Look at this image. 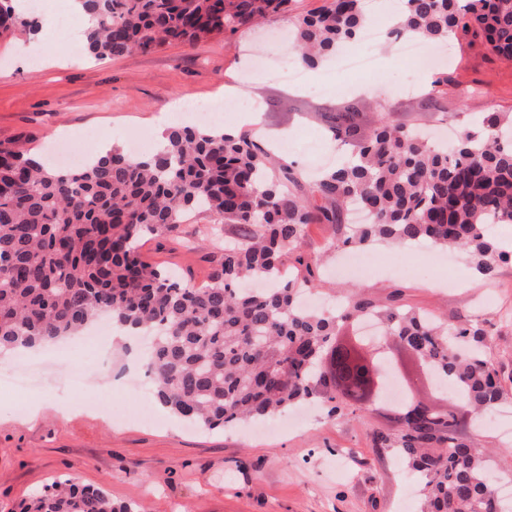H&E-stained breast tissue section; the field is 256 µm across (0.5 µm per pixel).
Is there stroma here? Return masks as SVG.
Listing matches in <instances>:
<instances>
[{
  "instance_id": "35a3bbf8",
  "label": "stroma",
  "mask_w": 512,
  "mask_h": 512,
  "mask_svg": "<svg viewBox=\"0 0 512 512\" xmlns=\"http://www.w3.org/2000/svg\"><path fill=\"white\" fill-rule=\"evenodd\" d=\"M283 24L279 18L246 34L98 60L71 39L83 26L77 16L69 31L57 29L44 39L43 59L27 68L20 64L23 33L0 38V140L24 133L36 153L47 154L65 133L68 150L85 155L103 143H126L132 134L155 139L157 124L180 122L171 110L174 100L227 97L259 105L265 144L294 142L291 157L299 172L312 176L336 163L318 115L324 107L355 100L367 119L385 112L407 128L435 133L487 112L512 111V61L464 34L430 69L401 59L395 43L375 46L376 71L338 95L308 94L273 71H251L254 51L273 61L285 56L276 34ZM409 69L424 86L444 77L445 112L425 111L419 94L404 90L401 79ZM332 236L330 226L313 224L303 244L321 263L313 293L322 305L334 306L345 287L357 284L374 300L395 296L450 323L493 317L488 356L512 388V322L505 320L512 315V264L487 282L466 255H452L438 267L428 260V245L418 243L409 260L425 275L407 278L387 267L394 249L378 242L368 247L376 272L345 277L336 272L342 255L330 249ZM196 241L187 251L149 235L138 247L149 261L199 286L219 255L211 241ZM69 350L61 356L48 345L35 355H0V367L30 375L21 389L0 378V512H21L33 496L64 479L103 489L117 504L138 502L146 512H420L404 462L371 446L372 431L394 426L384 405L337 419L326 404L307 403L238 429L202 430L156 402L141 368L120 345H113L107 363L78 379L72 368L83 352L74 343ZM38 404L42 412L30 419L29 407ZM507 426L512 405L505 404L477 434L492 449L491 465L503 482L512 481V447L501 437Z\"/></svg>"
}]
</instances>
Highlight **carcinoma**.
<instances>
[{
    "instance_id": "cac0c4a2",
    "label": "carcinoma",
    "mask_w": 512,
    "mask_h": 512,
    "mask_svg": "<svg viewBox=\"0 0 512 512\" xmlns=\"http://www.w3.org/2000/svg\"><path fill=\"white\" fill-rule=\"evenodd\" d=\"M0 0V36L35 28ZM369 0H325L290 20L292 46L313 66L356 45ZM96 20L88 51L112 59L237 33L288 11L289 0H81ZM512 58V0H405L388 35L447 43L458 31ZM337 141L355 147L340 166L303 181L248 132L175 126L147 157L114 145L79 171L38 161L20 136L0 141V354L62 341L103 314L115 326L151 331L146 372L158 401L208 430L283 412L319 398L339 418L354 413L367 371L363 344L336 348L340 323L372 315L382 335L419 356L450 389L453 404L494 409L512 399L487 357L486 318L452 328L406 304L379 306L354 290L338 311L303 303L313 270L299 253L311 224L340 227L350 206L367 211L330 247L426 241L466 251L484 278L512 259L495 234L512 225V115L490 112L479 131L448 145L429 142L382 114L364 127L356 102L321 113ZM233 224L199 233L221 250L202 287L144 260L136 242L171 235L187 211ZM255 278L274 283L251 291ZM396 428L371 434L416 478L421 512H512L497 499L486 454L459 429L454 408L395 411ZM24 512H140L106 492L58 481Z\"/></svg>"
}]
</instances>
